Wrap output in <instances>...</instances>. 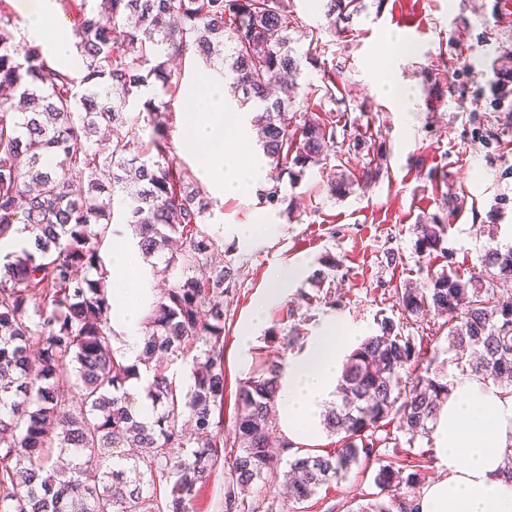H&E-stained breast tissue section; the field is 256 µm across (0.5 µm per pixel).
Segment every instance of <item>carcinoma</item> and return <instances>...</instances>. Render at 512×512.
Returning a JSON list of instances; mask_svg holds the SVG:
<instances>
[{"mask_svg":"<svg viewBox=\"0 0 512 512\" xmlns=\"http://www.w3.org/2000/svg\"><path fill=\"white\" fill-rule=\"evenodd\" d=\"M57 2L79 15V79L36 45L18 51L20 32L0 0V247L24 235L0 256V512H191L223 456V512H273L238 493L269 477L303 504L370 460L380 490L415 486L418 472L382 463L379 447L399 436L379 432L393 423L409 444L432 441L450 384L386 316L346 356L339 402L323 415L339 447L299 453L284 439L281 453L270 449L280 365L265 361L239 383L233 436L224 437V317L239 268L207 231L212 202L170 142L164 96L180 82L172 61H202L199 80L211 70L231 81L241 104H254L267 163L300 182L336 143L333 123L300 98L349 106L333 80L299 84L301 67L318 57L291 46L289 0H95L89 11L83 0ZM358 8L359 0H329L327 13L337 24ZM142 123L152 128L147 142L136 135ZM385 157L380 145L361 172L333 173L328 194L376 182ZM116 214L142 256L174 279L143 318L150 424L137 419L126 389L136 368L111 343L102 246L117 234ZM448 228L440 216L417 225L415 251L448 253ZM511 279L512 248L490 246L480 271L430 273L427 287L404 288L399 305L406 318L447 315L448 352L461 375L508 388L512 301L499 288ZM193 351L185 388L168 363ZM61 455L71 458L65 470L57 469ZM352 512L419 510L407 496Z\"/></svg>","mask_w":512,"mask_h":512,"instance_id":"1","label":"carcinoma"}]
</instances>
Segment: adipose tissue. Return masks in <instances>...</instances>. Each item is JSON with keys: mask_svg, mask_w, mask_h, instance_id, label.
<instances>
[{"mask_svg": "<svg viewBox=\"0 0 512 512\" xmlns=\"http://www.w3.org/2000/svg\"><path fill=\"white\" fill-rule=\"evenodd\" d=\"M28 18L32 31L47 38L60 59H69L70 35L55 22L50 0H38ZM187 99L182 145L196 153L201 179L225 197L260 182L263 172L249 150L245 110L225 100L223 78L191 88ZM149 296V289L135 279L112 286L119 345L130 365L138 361L140 320ZM345 342L336 326H328L285 368L277 410L281 431L292 443L307 446L316 437L322 406L336 390ZM434 439L448 475L425 490L419 512H512V485L500 474L505 454L512 453V394L475 378L456 380Z\"/></svg>", "mask_w": 512, "mask_h": 512, "instance_id": "obj_1", "label": "adipose tissue"}]
</instances>
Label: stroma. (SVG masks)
Segmentation results:
<instances>
[{
    "label": "stroma",
    "mask_w": 512,
    "mask_h": 512,
    "mask_svg": "<svg viewBox=\"0 0 512 512\" xmlns=\"http://www.w3.org/2000/svg\"><path fill=\"white\" fill-rule=\"evenodd\" d=\"M290 2L294 47L303 51L310 41L318 43V63L305 66L302 83L335 77L350 110L335 111L316 98L307 105L326 121L346 125L349 136L337 139L325 165L307 170L301 183L280 178V193L291 199V209L251 194L218 199L207 219L225 258L240 268L224 321L228 435L239 381L258 361L284 366L295 358L283 339L297 324L311 339L338 322L352 348L376 331L378 314L386 313L402 334L429 337L435 375L445 382L457 379L444 318L403 317L398 298L408 285L426 286L428 272L452 265L466 275L479 268L488 246L512 245V112L477 101L495 72L512 71V0H363L362 11L342 32L327 14V0ZM385 61L394 79L413 90L409 108L398 107L377 87L376 71ZM380 146L387 160L376 183L354 187L340 199L328 195L329 174L361 169ZM459 197L465 206H456ZM436 213L448 217L453 256L429 261L414 249V229ZM257 222L268 224L269 234L240 241L239 228ZM328 254L341 265L322 286H314L310 277ZM281 270L292 275L287 296L262 304ZM245 328L254 336L246 349L239 343ZM426 448L420 439L383 451L396 465L418 466L420 483L412 490L378 491L371 472L356 467L320 489L305 509L289 502L277 483L252 484L245 497L274 500V512H348L375 495L386 502L410 491L419 495L448 474L444 460L426 456Z\"/></svg>",
    "instance_id": "35a3bbf8"
}]
</instances>
